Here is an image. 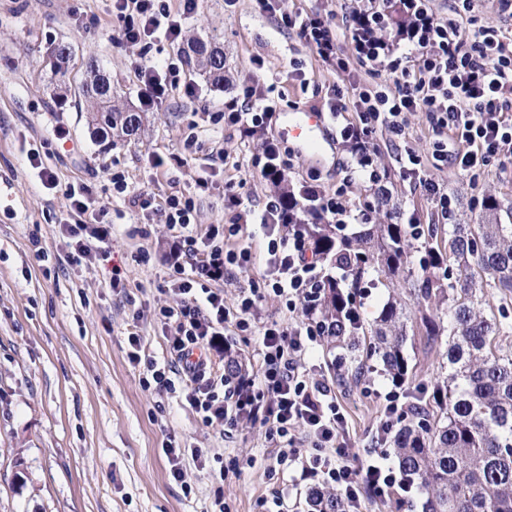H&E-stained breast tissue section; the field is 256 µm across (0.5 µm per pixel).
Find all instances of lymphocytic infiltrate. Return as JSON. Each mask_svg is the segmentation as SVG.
Segmentation results:
<instances>
[{"mask_svg": "<svg viewBox=\"0 0 512 512\" xmlns=\"http://www.w3.org/2000/svg\"><path fill=\"white\" fill-rule=\"evenodd\" d=\"M428 0H400L407 25L394 41L379 31L386 25V7L366 0L345 20L344 33H336L320 15L285 14L281 21L310 45L321 60L339 71L357 65L376 77L372 86L352 92L337 90L329 108L336 119V134L348 146V176L367 179L377 193L386 190V173L380 167L373 143L379 131L392 140L407 137L406 116L424 113L433 138L427 154L405 149L401 175L420 188L442 219H451L456 199L430 178L427 167H453L477 180L491 167L512 158V33L481 23L475 0H454L455 19L439 20ZM112 11L124 19L121 42L148 44L157 38L178 42L183 29L166 0H112ZM355 111L356 121L343 120ZM278 104L265 96L259 80L244 82L236 96L224 103V123L238 131L241 140H260L262 176L277 181L292 168L284 159L273 133ZM37 179L47 189H62L67 212L65 245L74 263L101 254L112 227L99 224L91 210L86 187L60 185L44 167L38 151L28 153ZM140 210L157 209L173 233L167 259L175 304L155 308L162 326L167 357L157 360L146 351L143 336L128 335L130 361L143 365L157 392L186 402L207 426L236 427L245 420L264 428L269 443L278 447V463L299 467L301 479L333 488L347 504V512H360L364 498L387 500L412 490L401 474L386 462L382 450L389 435L410 410L403 384L393 383L382 395L383 417L375 448L364 457H352L340 436L345 417L331 388L310 381L304 366L313 342L328 332L316 313L324 276L315 245L301 228L303 216L329 224L356 220L365 224L367 213H353L345 186L322 191L315 180L300 182L297 196L272 197L254 221L268 239L266 271L238 287L233 304H226L220 282L248 271L252 252L248 245L230 246L239 225L211 227L206 241L196 234V205L176 195L155 206L151 194L132 198ZM276 298L287 314L301 312L299 324L286 318L262 317L261 303ZM253 332L255 353L264 368L260 373L227 376L215 367L214 353L223 352L225 324ZM304 428L312 451L300 450L295 431Z\"/></svg>", "mask_w": 512, "mask_h": 512, "instance_id": "lymphocytic-infiltrate-1", "label": "lymphocytic infiltrate"}]
</instances>
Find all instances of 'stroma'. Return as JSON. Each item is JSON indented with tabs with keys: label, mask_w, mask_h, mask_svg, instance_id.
Instances as JSON below:
<instances>
[{
	"label": "stroma",
	"mask_w": 512,
	"mask_h": 512,
	"mask_svg": "<svg viewBox=\"0 0 512 512\" xmlns=\"http://www.w3.org/2000/svg\"><path fill=\"white\" fill-rule=\"evenodd\" d=\"M360 0H277L260 10L256 0H197L183 20L185 37L216 39L224 49L223 86L212 85L189 65L182 43L157 39L130 46L116 41L122 26L111 0H0V512H210L222 499L227 512H268L281 494L286 512H306L312 484L298 470L276 463L263 429L241 423L232 431L205 426L188 406L145 389L143 369L130 363L128 333L143 336L156 358L166 341L153 320L155 307L173 302L167 292L164 254L172 233L158 215L128 208L125 195L149 193L156 204L172 194L193 198L196 230L205 236L237 214L263 209L275 193L252 158L259 141L242 143L224 124V102L240 85L259 79L281 111H327L334 84H371L364 72L343 75L317 56L280 18L285 13H321L335 30ZM70 44L72 83H80L89 61L112 78L114 100L140 109L138 134L95 139L86 112L74 96H63L46 63L51 43ZM174 65L175 88L162 102L143 109L139 66ZM194 87V96L184 94ZM379 161L388 169L389 198L377 215L393 222L397 212L416 211L423 226L437 224L432 204L400 175L398 152L378 135ZM36 149L60 184H85L97 218L111 225L107 258L74 264L58 220L64 200L35 181L26 158ZM164 167L151 166L154 157ZM348 148L335 143L328 156L296 159L291 182L318 173L328 190L345 176ZM125 178V194L112 189L113 173ZM464 214L478 218L493 193L512 202V164L492 168L479 181L453 168L430 169ZM207 188H199L200 179ZM240 185L239 210L224 206L226 184ZM39 237L43 256L29 240ZM148 262H138L140 252ZM122 281L112 286L113 271ZM419 263L391 282L378 272L366 277L356 301L373 321L393 291L407 294L420 279ZM413 367L411 388L429 387L448 373L441 350L421 342L406 348ZM339 350L318 343L307 359L313 380L329 385L346 418L353 452L372 447L381 414L379 390L391 384L380 362L360 382L340 381ZM203 451L186 461L184 483L169 474L163 445L168 439ZM191 485L184 494L183 485Z\"/></svg>",
	"instance_id": "1"
}]
</instances>
